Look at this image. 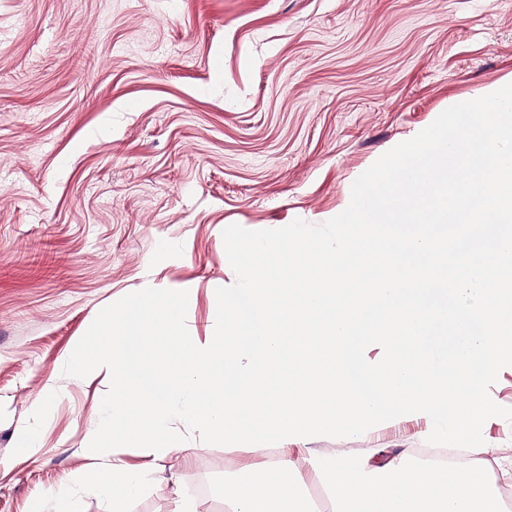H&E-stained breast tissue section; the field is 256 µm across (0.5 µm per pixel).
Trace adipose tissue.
<instances>
[{
  "label": "adipose tissue",
  "instance_id": "1",
  "mask_svg": "<svg viewBox=\"0 0 512 512\" xmlns=\"http://www.w3.org/2000/svg\"><path fill=\"white\" fill-rule=\"evenodd\" d=\"M410 453L376 461L349 463L340 453L311 459L331 488L336 489V512H348L349 502L368 506L383 503L387 512H502V505L476 469L455 470L448 483L437 485L427 470L409 465ZM276 479L261 486L228 482L224 501L231 512H311L308 500L300 495L285 498L283 478L293 477L296 467L288 456L275 464Z\"/></svg>",
  "mask_w": 512,
  "mask_h": 512
}]
</instances>
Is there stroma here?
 Returning <instances> with one entry per match:
<instances>
[{
    "label": "stroma",
    "instance_id": "35a3bbf8",
    "mask_svg": "<svg viewBox=\"0 0 512 512\" xmlns=\"http://www.w3.org/2000/svg\"><path fill=\"white\" fill-rule=\"evenodd\" d=\"M511 78L512 0H0V512L92 464L109 379L63 367L100 309L190 288L205 340L236 281L226 227L326 222L383 153ZM431 429L118 455L152 472L132 512H173L178 492L225 512V480L264 481L283 455L289 494L335 512L309 457L419 462Z\"/></svg>",
    "mask_w": 512,
    "mask_h": 512
}]
</instances>
